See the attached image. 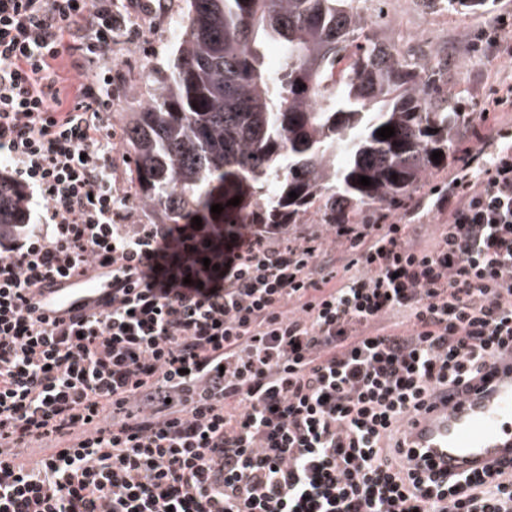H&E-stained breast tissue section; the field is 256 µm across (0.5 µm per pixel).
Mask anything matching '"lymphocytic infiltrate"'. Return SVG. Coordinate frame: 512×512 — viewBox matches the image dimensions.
<instances>
[{
	"label": "lymphocytic infiltrate",
	"mask_w": 512,
	"mask_h": 512,
	"mask_svg": "<svg viewBox=\"0 0 512 512\" xmlns=\"http://www.w3.org/2000/svg\"><path fill=\"white\" fill-rule=\"evenodd\" d=\"M140 2L0 0V161L38 209L0 240V512H512V469L435 486L395 439L512 347V128L428 246L385 213L127 223L102 112ZM64 58L96 67L71 94ZM94 266L109 302L37 315L38 284Z\"/></svg>",
	"instance_id": "f902f5d3"
}]
</instances>
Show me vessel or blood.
I'll return each instance as SVG.
<instances>
[{
	"instance_id": "vessel-or-blood-1",
	"label": "vessel or blood",
	"mask_w": 512,
	"mask_h": 512,
	"mask_svg": "<svg viewBox=\"0 0 512 512\" xmlns=\"http://www.w3.org/2000/svg\"><path fill=\"white\" fill-rule=\"evenodd\" d=\"M111 290V270L98 269L81 281L39 284L34 301L39 314L54 319L91 311ZM487 373V380L437 390L407 421L404 467L448 482L463 471L512 459V349L501 351Z\"/></svg>"
}]
</instances>
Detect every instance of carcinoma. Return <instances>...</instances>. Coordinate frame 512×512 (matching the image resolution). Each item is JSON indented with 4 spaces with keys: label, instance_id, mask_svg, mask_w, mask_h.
<instances>
[{
    "label": "carcinoma",
    "instance_id": "carcinoma-1",
    "mask_svg": "<svg viewBox=\"0 0 512 512\" xmlns=\"http://www.w3.org/2000/svg\"><path fill=\"white\" fill-rule=\"evenodd\" d=\"M488 7L448 0L455 12ZM364 11L365 0H187L174 63L125 128L135 203L161 224L198 216L227 233L358 224L447 168L466 88L448 78V59L406 55ZM266 39L284 48L274 73ZM387 125L395 135L384 140L376 132ZM23 196L0 175V237L25 223Z\"/></svg>",
    "mask_w": 512,
    "mask_h": 512
}]
</instances>
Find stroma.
<instances>
[{
    "mask_svg": "<svg viewBox=\"0 0 512 512\" xmlns=\"http://www.w3.org/2000/svg\"><path fill=\"white\" fill-rule=\"evenodd\" d=\"M164 3V9L140 22L142 35L137 48H121L113 62L119 97L103 119L115 135L112 184L126 196L131 193V158L122 132L153 93L149 73L172 64L182 30L185 0ZM365 7L370 16L385 17L393 34L407 35L406 47L410 51L426 53L436 49L447 54L451 72L459 74L470 91L466 109L475 115L456 149L471 150L477 164H484L494 151L486 141L489 125L512 126V110L493 105L496 91L512 85V25L503 23L505 17L512 15V0H497L493 10L477 14L449 11L446 0H435L428 8L421 0H367ZM486 31L497 34V41L483 39ZM484 111L489 114L485 120L480 117ZM391 215L399 223L412 225L413 237L421 244L431 242L448 221L447 213L434 208L412 212L401 205L393 208Z\"/></svg>",
    "mask_w": 512,
    "mask_h": 512,
    "instance_id": "obj_1",
    "label": "stroma"
}]
</instances>
